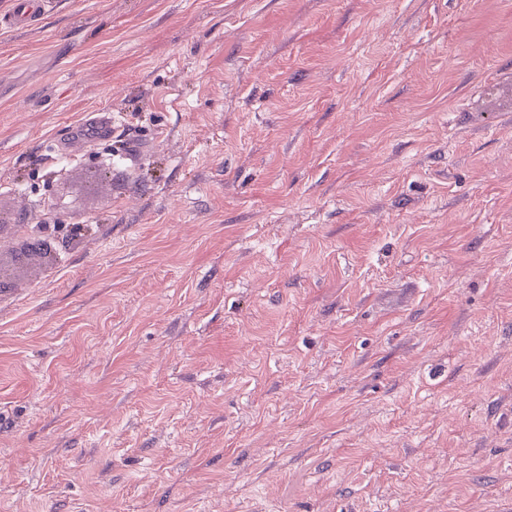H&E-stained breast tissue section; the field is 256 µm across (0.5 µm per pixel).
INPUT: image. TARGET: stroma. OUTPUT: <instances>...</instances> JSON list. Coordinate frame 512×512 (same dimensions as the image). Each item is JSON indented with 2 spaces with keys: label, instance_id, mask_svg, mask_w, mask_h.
I'll return each mask as SVG.
<instances>
[{
  "label": "stroma",
  "instance_id": "stroma-1",
  "mask_svg": "<svg viewBox=\"0 0 512 512\" xmlns=\"http://www.w3.org/2000/svg\"><path fill=\"white\" fill-rule=\"evenodd\" d=\"M49 204L0 512L512 503V0H57L0 29V249Z\"/></svg>",
  "mask_w": 512,
  "mask_h": 512
}]
</instances>
